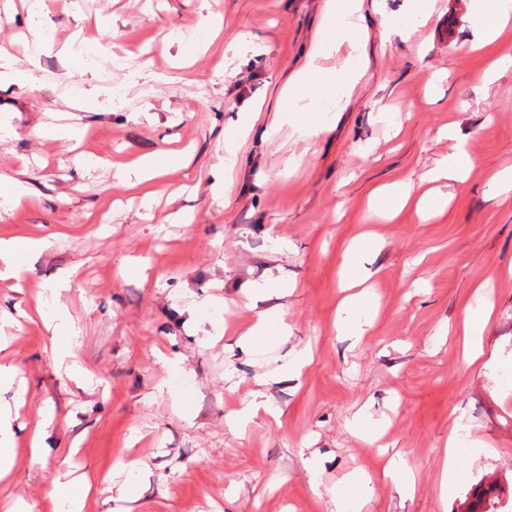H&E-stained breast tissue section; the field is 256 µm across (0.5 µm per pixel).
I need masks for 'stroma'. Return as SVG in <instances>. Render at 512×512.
<instances>
[{
	"label": "stroma",
	"mask_w": 512,
	"mask_h": 512,
	"mask_svg": "<svg viewBox=\"0 0 512 512\" xmlns=\"http://www.w3.org/2000/svg\"><path fill=\"white\" fill-rule=\"evenodd\" d=\"M336 0H0V45L30 79L0 87V178L27 200L0 197V238L47 236L21 289L0 287V362L12 365L0 410L17 431L16 466L0 501L57 512L50 488L66 456L94 481L91 512L137 497L133 512H336L350 474L361 512H461L495 487L512 512V191L492 176L512 167V27L475 48L470 0H433L408 35L385 19L412 0H363L367 65L337 86L332 126L302 138L274 126L281 89L315 52ZM220 15L206 27L209 12ZM90 60L74 64L76 46ZM494 69L490 83L479 79ZM253 74L240 95L239 73ZM263 103L232 166L224 132ZM453 125L455 137L439 132ZM78 128V139L52 134ZM467 178L440 182L447 208L407 205L383 222L377 187L420 183L454 146ZM168 160L147 186L116 167ZM375 233L364 264L377 314L363 336L340 330L343 256ZM76 269L53 299L48 286ZM287 288V342L246 354L237 341L254 283ZM216 306L198 308L202 295ZM492 307L482 361L463 350L462 319ZM63 303L77 332L85 387L59 376L34 306ZM299 376L267 381L297 349ZM178 356L177 375L161 359ZM263 391L282 411L233 424ZM381 423L385 446L354 430ZM477 445L464 478L441 485L454 422ZM47 436L41 460L28 437ZM414 477L405 491L389 459Z\"/></svg>",
	"instance_id": "stroma-1"
}]
</instances>
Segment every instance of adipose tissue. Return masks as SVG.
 Instances as JSON below:
<instances>
[{
	"instance_id": "adipose-tissue-1",
	"label": "adipose tissue",
	"mask_w": 512,
	"mask_h": 512,
	"mask_svg": "<svg viewBox=\"0 0 512 512\" xmlns=\"http://www.w3.org/2000/svg\"><path fill=\"white\" fill-rule=\"evenodd\" d=\"M360 0H337L324 23V36L317 52V60L311 61L283 94L279 110L294 132L309 137L317 132L312 120L313 113L325 111L327 104L336 100L334 95L338 75L326 71L320 65L322 58L336 53L341 47H348L349 61L365 57V40L360 22ZM471 19L481 40H496L508 23L512 22V0H471ZM415 201L417 210L426 216L437 214L448 206V196L436 189H428L418 196H411L409 187L394 182L376 188L369 198L370 209L382 220L389 221L408 203ZM49 245L48 239L14 237L0 239V281L17 279L32 269L34 255ZM254 304L258 309L255 320L247 330L241 346L259 351L267 343L271 332L286 337L290 328L285 320V311L270 305L272 290L263 285L251 289ZM46 328L51 333L52 360L57 370L67 378L80 380L82 369L72 360L71 340L75 328L62 310H55L47 318ZM51 495L56 501L58 512H85L91 497V485L71 470L58 471Z\"/></svg>"
}]
</instances>
